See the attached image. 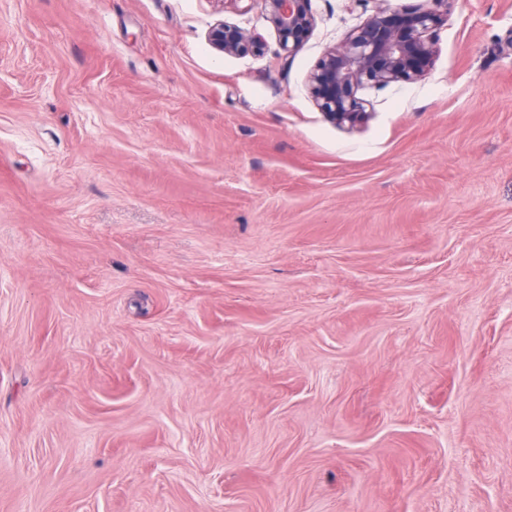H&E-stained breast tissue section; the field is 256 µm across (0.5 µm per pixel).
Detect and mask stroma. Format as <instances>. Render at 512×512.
<instances>
[{"instance_id":"1","label":"stroma","mask_w":512,"mask_h":512,"mask_svg":"<svg viewBox=\"0 0 512 512\" xmlns=\"http://www.w3.org/2000/svg\"><path fill=\"white\" fill-rule=\"evenodd\" d=\"M380 5L0 0V512H512V0L349 132ZM266 17L278 36L280 51L286 57L303 47L315 23L311 0H262ZM208 41L216 51L224 54H259L265 50L260 34L223 20L210 27Z\"/></svg>"}]
</instances>
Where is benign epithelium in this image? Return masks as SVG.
Instances as JSON below:
<instances>
[{
	"label": "benign epithelium",
	"instance_id": "1",
	"mask_svg": "<svg viewBox=\"0 0 512 512\" xmlns=\"http://www.w3.org/2000/svg\"><path fill=\"white\" fill-rule=\"evenodd\" d=\"M266 17L287 57L303 47L315 23L311 0H263ZM455 0H421L407 7L390 5L377 10L328 49L309 80V93L324 119L355 130L370 118L357 91L365 84L385 87L416 82L431 70L437 55V31ZM210 45L224 54L261 53L260 34L220 20L208 32Z\"/></svg>",
	"mask_w": 512,
	"mask_h": 512
}]
</instances>
